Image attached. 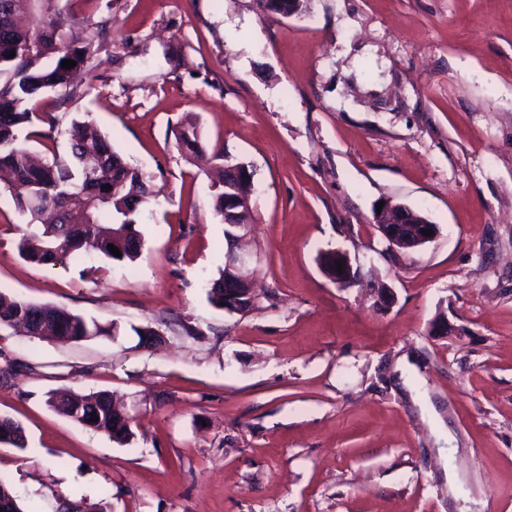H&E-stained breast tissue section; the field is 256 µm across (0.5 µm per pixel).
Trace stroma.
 <instances>
[{
    "mask_svg": "<svg viewBox=\"0 0 512 512\" xmlns=\"http://www.w3.org/2000/svg\"><path fill=\"white\" fill-rule=\"evenodd\" d=\"M99 26L79 99L43 96L36 155L66 158L73 117L153 175L132 263L41 266L0 192V293L111 323L77 343L0 330L27 369L0 381V481L28 512H512V0H58ZM252 171L257 300L210 304L224 262L211 175L173 131ZM436 226L389 251L378 202ZM345 253L339 284L319 257ZM391 290L381 304L377 288ZM450 332L435 335L437 321ZM165 341L148 348L138 329ZM110 391L119 445L46 404ZM0 444H8L19 450H24L27 444L25 430L22 425L13 419L1 418Z\"/></svg>",
    "mask_w": 512,
    "mask_h": 512,
    "instance_id": "obj_1",
    "label": "stroma"
}]
</instances>
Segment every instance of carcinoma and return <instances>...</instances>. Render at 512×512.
Returning <instances> with one entry per match:
<instances>
[{"label":"carcinoma","mask_w":512,"mask_h":512,"mask_svg":"<svg viewBox=\"0 0 512 512\" xmlns=\"http://www.w3.org/2000/svg\"><path fill=\"white\" fill-rule=\"evenodd\" d=\"M40 11V0H0V188L20 187L16 194L19 210L29 223L42 226L40 235L23 237L17 244L22 258L37 265H54L96 252L110 260L135 261L143 247L139 230L141 207L149 203L154 190L152 177L126 165L106 136L89 131L86 122L74 120L68 130L69 159L34 163L20 139L21 130L33 117L54 131L57 116L45 112L37 116L41 96L55 89L65 90V100L76 94L71 77L91 66L96 48L94 35L75 19L55 12V18L36 27H23L18 19ZM73 60L76 66L64 69L61 62ZM175 145L184 155L206 159L218 169L213 184V206L224 216L228 196L248 197L247 183H224V167L249 172L242 161H234L222 151L210 155L203 151L200 128L181 123L173 131ZM250 207L240 205L235 223L224 224V237L237 233L236 225L247 224ZM122 253L116 257L108 245ZM241 286L236 272L223 266L212 283L210 302L221 307L224 290ZM45 315L52 321V335L74 341L113 335L114 326L87 319L64 308L36 305L23 300L5 301L0 296V328L15 327L32 315ZM61 400L71 409L93 414L92 430L107 434L114 442L126 445L135 436L133 418L116 409L112 394L100 391L80 395L68 390L49 394L47 404ZM0 444L20 450L27 447L25 430L10 418L0 419Z\"/></svg>","instance_id":"obj_1"}]
</instances>
